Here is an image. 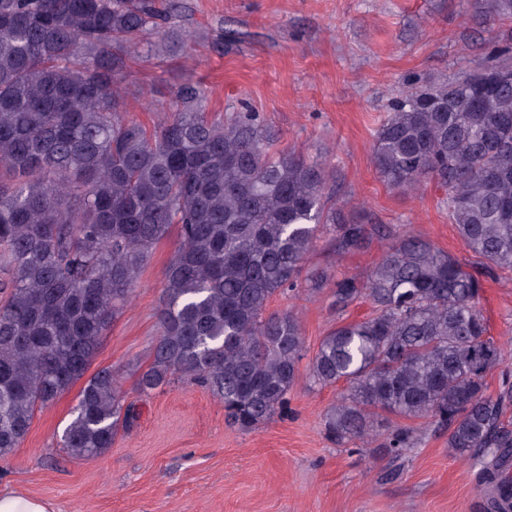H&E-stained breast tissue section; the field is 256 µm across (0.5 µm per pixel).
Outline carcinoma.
<instances>
[{
	"instance_id": "obj_1",
	"label": "carcinoma",
	"mask_w": 512,
	"mask_h": 512,
	"mask_svg": "<svg viewBox=\"0 0 512 512\" xmlns=\"http://www.w3.org/2000/svg\"><path fill=\"white\" fill-rule=\"evenodd\" d=\"M158 17L155 0H0V457L37 409L83 379L176 225L138 391L178 377L223 401L241 429L271 421L288 411L303 336L292 312L268 305L330 282L337 311L362 297L374 307L336 324L309 365L312 384L346 385L325 416L331 441L383 429L397 458L412 431L380 413L427 418L454 457L482 464L487 512H512V380L487 393L503 355L478 308L481 276L512 274V33L493 63L396 99L373 146L392 188L444 189L448 223L480 261L470 270L417 236L336 217L327 164L273 149L257 112L210 121L188 85L151 130L124 114L123 55ZM189 40L161 32L172 49ZM323 235L338 256L389 244L364 278L309 275ZM133 420L118 371L101 368L80 389L63 448L99 455Z\"/></svg>"
}]
</instances>
